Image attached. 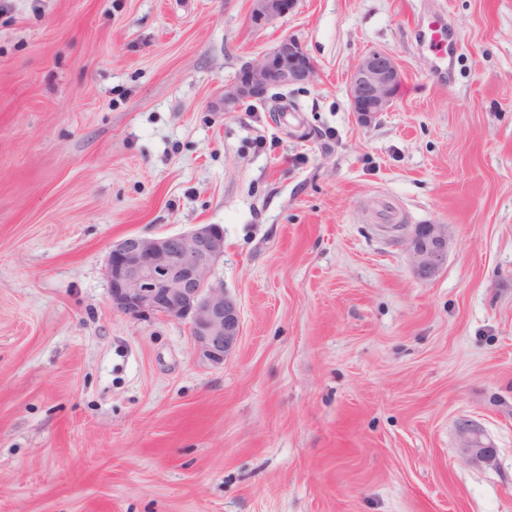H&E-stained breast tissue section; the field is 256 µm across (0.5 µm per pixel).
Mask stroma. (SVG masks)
I'll return each instance as SVG.
<instances>
[{"instance_id":"stroma-1","label":"stroma","mask_w":512,"mask_h":512,"mask_svg":"<svg viewBox=\"0 0 512 512\" xmlns=\"http://www.w3.org/2000/svg\"><path fill=\"white\" fill-rule=\"evenodd\" d=\"M252 6L0 0V512H512V0ZM286 36L313 77L225 111ZM375 50L403 79L364 125ZM196 224L242 313L218 367L107 277ZM397 224L446 225L431 279ZM295 0H253L252 23L257 27L283 17L291 10ZM454 38L455 32L451 24H448V27L442 26L438 29H433L428 26V31L423 33V39L429 42V46L437 44L438 42L448 41V51L443 54H438L434 64V74L438 77L449 74L452 69L454 63ZM401 80V70L390 53H367L349 75L348 92L353 112L363 123H370L388 112L396 100Z\"/></svg>"}]
</instances>
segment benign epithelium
Segmentation results:
<instances>
[{
	"label": "benign epithelium",
	"instance_id": "benign-epithelium-1",
	"mask_svg": "<svg viewBox=\"0 0 512 512\" xmlns=\"http://www.w3.org/2000/svg\"><path fill=\"white\" fill-rule=\"evenodd\" d=\"M295 0H253L252 23L262 27L283 17ZM314 64L301 44L282 38L257 60L245 65L224 85V111L234 112L273 88L311 79ZM402 73L395 58L371 51L352 68L348 92L353 111L369 123L396 100ZM422 280L433 277L448 256V231L441 224L400 225ZM224 255V229L198 224L186 233L144 237L130 235L112 243L107 274L113 308L131 315L189 320L196 353L221 366L241 331L238 302L211 281L217 258Z\"/></svg>",
	"mask_w": 512,
	"mask_h": 512
}]
</instances>
